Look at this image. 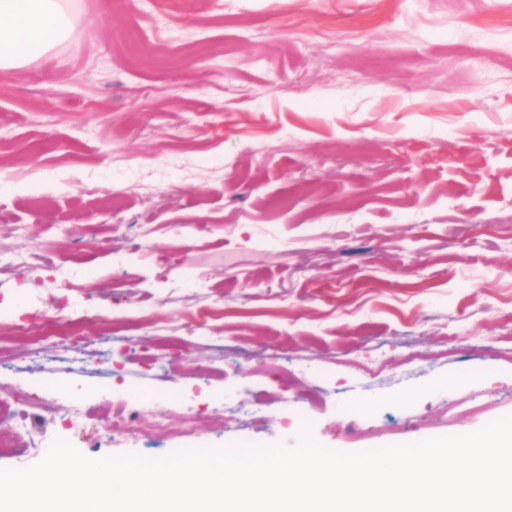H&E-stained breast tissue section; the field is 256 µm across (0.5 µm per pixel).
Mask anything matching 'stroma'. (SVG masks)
Returning <instances> with one entry per match:
<instances>
[{"instance_id": "stroma-1", "label": "stroma", "mask_w": 512, "mask_h": 512, "mask_svg": "<svg viewBox=\"0 0 512 512\" xmlns=\"http://www.w3.org/2000/svg\"><path fill=\"white\" fill-rule=\"evenodd\" d=\"M67 4L71 36L0 72V403L27 443L0 470L58 439L161 458L307 423L357 453L512 415V0ZM86 303L112 320L88 368L63 350ZM146 409L170 429L139 436Z\"/></svg>"}]
</instances>
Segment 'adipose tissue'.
<instances>
[{
  "instance_id": "obj_1",
  "label": "adipose tissue",
  "mask_w": 512,
  "mask_h": 512,
  "mask_svg": "<svg viewBox=\"0 0 512 512\" xmlns=\"http://www.w3.org/2000/svg\"><path fill=\"white\" fill-rule=\"evenodd\" d=\"M72 31L60 0H0V71L45 57Z\"/></svg>"
}]
</instances>
